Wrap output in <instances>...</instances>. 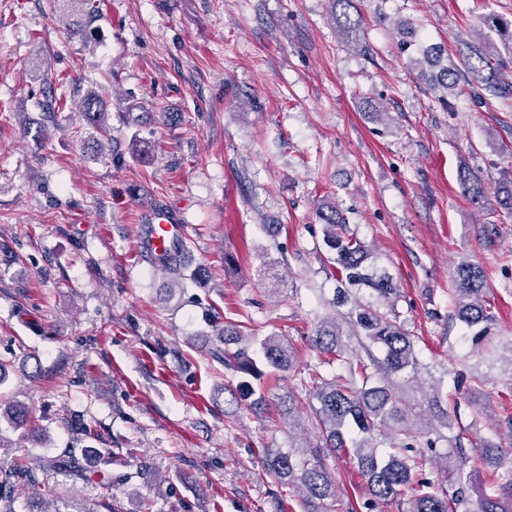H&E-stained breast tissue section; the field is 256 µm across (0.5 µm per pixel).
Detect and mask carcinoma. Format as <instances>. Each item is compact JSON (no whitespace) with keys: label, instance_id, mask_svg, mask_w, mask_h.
Instances as JSON below:
<instances>
[{"label":"carcinoma","instance_id":"cac0c4a2","mask_svg":"<svg viewBox=\"0 0 512 512\" xmlns=\"http://www.w3.org/2000/svg\"><path fill=\"white\" fill-rule=\"evenodd\" d=\"M56 12L65 20V28L76 22L86 25L97 17L95 0H55ZM334 20L346 42L358 43L363 20L356 0H333ZM493 27L503 37L499 46L462 41L456 50L458 63L440 69L436 85L453 95L467 86L477 98L501 97L512 93V23L496 18ZM78 109L88 124L101 136L107 135L106 116L98 92L89 90ZM129 155L143 163L152 156L136 135L129 140ZM464 194L478 202L485 197L479 173L460 174ZM323 241L329 254L322 259L323 269L336 281L332 298L321 299L332 315L320 317L311 338L319 365L336 366V373L325 376L318 365L299 367V354L284 337L271 333L260 339L244 324H226L214 314V340L209 348L212 360L234 376L260 380L265 375L255 358L261 354L266 365L292 374L308 396L303 402L289 391L281 398L283 414L292 419L298 408L307 406V417L319 433L320 445H300L291 441L287 448H265L260 461L278 480L300 488L305 512H331L336 502V480L326 459L344 453L356 461L365 477L371 496L368 509L377 505L398 506V512H471L467 507L472 474L462 448L464 428L455 429L448 411V389L443 376L431 382L420 379L421 364L414 336L396 310L398 288L387 272L378 267L370 248L349 229L348 218L335 206L327 205L319 213ZM184 239L152 263L154 271L172 278L169 293L184 288V280L201 283L206 268L199 266L185 277ZM452 308L448 317L471 329L479 359L493 365L500 346L489 343L491 326L496 320L487 300L488 283L483 268L470 261L456 266L452 277ZM356 339L349 350L346 340ZM484 379L470 373L463 385H455L463 399L478 397ZM230 399L224 404L240 405L250 398L254 412L264 409V395L256 394L244 383L238 389L224 386ZM445 443L449 451L426 458L419 448H434ZM475 452L488 472L482 486L476 512H512V445L504 448L489 441ZM444 474L445 485L437 486L425 477L426 464ZM45 476L63 474L86 479L76 451L66 448L39 465ZM27 477L24 471L0 474V500L14 498L17 484ZM409 497L401 499L402 490Z\"/></svg>","mask_w":512,"mask_h":512}]
</instances>
